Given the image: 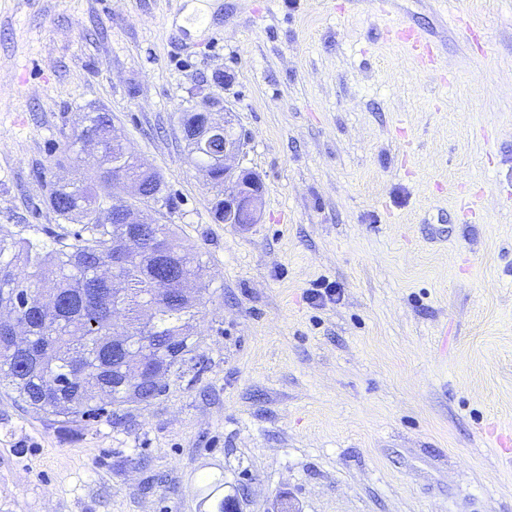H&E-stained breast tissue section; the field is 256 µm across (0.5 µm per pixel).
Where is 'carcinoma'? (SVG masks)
I'll return each mask as SVG.
<instances>
[{
	"instance_id": "1",
	"label": "carcinoma",
	"mask_w": 512,
	"mask_h": 512,
	"mask_svg": "<svg viewBox=\"0 0 512 512\" xmlns=\"http://www.w3.org/2000/svg\"><path fill=\"white\" fill-rule=\"evenodd\" d=\"M112 115L93 112L83 117L77 141L98 146L102 162L88 178H58L49 184L46 204L66 223L80 225L72 235L52 232L50 243L36 241L19 231L0 234V307H11L12 320L0 321V336L13 326H24L36 338L39 362L31 363L27 346H0V388L14 400L43 413L56 423L72 424L103 412L102 403L130 402L125 381L139 382L141 362L112 363V324L122 320L140 348L156 365L171 371L193 349L199 316L193 300L172 304L153 297V315L141 322L140 307L152 288L150 268L157 263L146 254L98 278L95 271L112 266V245L127 230L112 223V162L126 165L137 175L134 162L112 144ZM167 237L173 255L165 262L175 276L197 278L203 271L199 253L186 246L167 224H144L142 234ZM123 284L119 301L112 300V278Z\"/></svg>"
}]
</instances>
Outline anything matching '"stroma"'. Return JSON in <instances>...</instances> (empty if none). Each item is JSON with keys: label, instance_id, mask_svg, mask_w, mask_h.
<instances>
[{"label": "stroma", "instance_id": "35a3bbf8", "mask_svg": "<svg viewBox=\"0 0 512 512\" xmlns=\"http://www.w3.org/2000/svg\"><path fill=\"white\" fill-rule=\"evenodd\" d=\"M368 2L0 0V232L76 231L45 183L108 112L208 263L156 399L61 426L0 393V512H512V0ZM209 97L259 223L190 159ZM392 39L409 47L414 60L426 67L434 62L435 53L430 42L426 41L414 27L401 24L391 31Z\"/></svg>", "mask_w": 512, "mask_h": 512}]
</instances>
